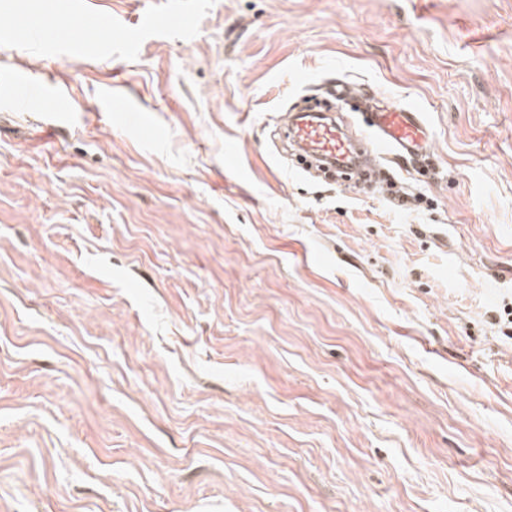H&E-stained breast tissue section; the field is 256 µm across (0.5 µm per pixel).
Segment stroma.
Masks as SVG:
<instances>
[{"label":"stroma","mask_w":512,"mask_h":512,"mask_svg":"<svg viewBox=\"0 0 512 512\" xmlns=\"http://www.w3.org/2000/svg\"><path fill=\"white\" fill-rule=\"evenodd\" d=\"M0 0V512H512V0ZM342 79L423 112L381 190L288 162ZM82 3H76L77 11L71 13L64 22L47 18L31 24L29 33L32 43L37 46H49L70 42L74 33L86 26ZM167 8L162 15L145 14L141 19V27L155 28L165 25L170 21L181 23V27H191L190 20L192 14L188 12L181 0H171L167 2ZM1 86L12 92V103L16 106H21L34 97H51L52 95L50 87L31 82L27 77H17Z\"/></svg>","instance_id":"35a3bbf8"}]
</instances>
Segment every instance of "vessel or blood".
Instances as JSON below:
<instances>
[{
  "label": "vessel or blood",
  "instance_id": "1",
  "mask_svg": "<svg viewBox=\"0 0 512 512\" xmlns=\"http://www.w3.org/2000/svg\"><path fill=\"white\" fill-rule=\"evenodd\" d=\"M191 14L182 0H169L164 14H146L141 19L145 28H155L175 21L189 26ZM82 11L71 13L65 21L51 18L34 22L29 27L33 44L49 46L65 44L74 33L85 27ZM12 102L20 106L34 97L51 96L50 87L18 77L7 82ZM368 131L353 134L347 122L335 112H292L284 123L288 146L319 158L331 166L350 169L356 165L374 164L377 157L396 156L418 159L429 155L433 132L422 112L396 100H383L367 113Z\"/></svg>",
  "mask_w": 512,
  "mask_h": 512
}]
</instances>
